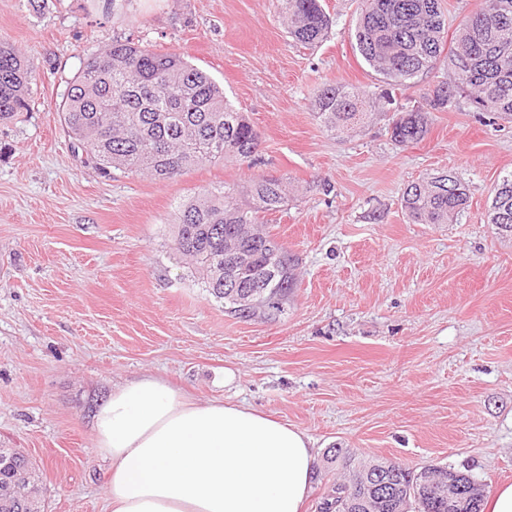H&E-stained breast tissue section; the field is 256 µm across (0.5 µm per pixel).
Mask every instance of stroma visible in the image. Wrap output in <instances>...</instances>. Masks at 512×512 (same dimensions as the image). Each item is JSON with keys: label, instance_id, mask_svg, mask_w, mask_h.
I'll list each match as a JSON object with an SVG mask.
<instances>
[{"label": "stroma", "instance_id": "obj_1", "mask_svg": "<svg viewBox=\"0 0 512 512\" xmlns=\"http://www.w3.org/2000/svg\"><path fill=\"white\" fill-rule=\"evenodd\" d=\"M323 4L333 24L314 47L288 36L277 0H0V43L37 67L28 110L0 124V448L39 466L44 512H107L93 415L148 374L305 431L318 458L304 512L343 476L330 448L467 470L488 493L512 482V233L485 218L512 173V123L459 96L416 144L381 114L327 132L322 86L375 98L383 84L352 38L361 0ZM120 38L219 83L263 135L254 170L105 177L75 154L57 108L86 55ZM442 171L468 207L411 223L405 187ZM252 172L297 190L259 216L298 260L272 322L225 314L172 249L181 200Z\"/></svg>", "mask_w": 512, "mask_h": 512}]
</instances>
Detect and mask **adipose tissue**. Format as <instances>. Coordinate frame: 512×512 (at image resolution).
<instances>
[{"mask_svg": "<svg viewBox=\"0 0 512 512\" xmlns=\"http://www.w3.org/2000/svg\"><path fill=\"white\" fill-rule=\"evenodd\" d=\"M111 512H301L315 449L299 428L245 405L190 402L144 376L94 417Z\"/></svg>", "mask_w": 512, "mask_h": 512, "instance_id": "1", "label": "adipose tissue"}]
</instances>
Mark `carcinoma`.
<instances>
[{
    "label": "carcinoma",
    "instance_id": "obj_1",
    "mask_svg": "<svg viewBox=\"0 0 512 512\" xmlns=\"http://www.w3.org/2000/svg\"><path fill=\"white\" fill-rule=\"evenodd\" d=\"M293 40L317 45L331 28L322 0H278ZM353 37L361 57L384 82L407 87L436 69L443 53L461 83L448 95L433 87L424 104L393 107V95L381 98L391 107V137L402 145L417 144L429 130V114L448 108V98L466 95L476 112L512 119V0H482L478 11L448 39V19L441 0H363ZM37 68L15 48L0 44V122L29 106ZM368 95L339 85L323 86L313 103L330 132L349 133L372 113ZM71 147L105 174L117 169L132 176L171 181L202 165L232 159L247 169L256 165L255 148L262 133L224 96V88L176 50L157 52L130 39H116L88 54L59 104ZM293 185L286 178L251 175L247 185L235 182L205 188L179 203L172 229L173 249L188 259L191 274L225 312L244 321L274 320L297 287L295 260L258 222L257 215L288 205ZM467 188L441 173L409 184L402 207L414 224H449L464 211ZM487 223L512 231V173L493 189ZM248 254L251 263L238 270L244 284H254L268 269L274 280L264 288H245L240 301L224 287V258ZM0 512H43L40 473L14 448H0ZM344 459L348 477L323 493L319 512H336L343 495L351 512H482L484 489L469 473L452 467L414 471L389 460L355 461L341 448L327 450L325 460ZM457 497L448 501V483Z\"/></svg>",
    "mask_w": 512,
    "mask_h": 512
}]
</instances>
